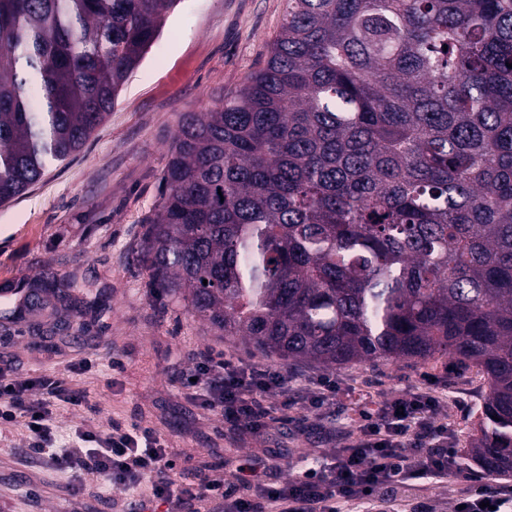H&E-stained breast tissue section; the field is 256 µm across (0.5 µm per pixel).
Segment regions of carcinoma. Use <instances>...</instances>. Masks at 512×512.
<instances>
[{
    "mask_svg": "<svg viewBox=\"0 0 512 512\" xmlns=\"http://www.w3.org/2000/svg\"><path fill=\"white\" fill-rule=\"evenodd\" d=\"M285 2L265 66L181 116L152 286L266 357L478 368L460 458L512 477V0ZM176 3L0 0L1 204L82 148Z\"/></svg>",
    "mask_w": 512,
    "mask_h": 512,
    "instance_id": "cac0c4a2",
    "label": "carcinoma"
}]
</instances>
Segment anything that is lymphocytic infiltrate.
<instances>
[{
    "label": "lymphocytic infiltrate",
    "mask_w": 512,
    "mask_h": 512,
    "mask_svg": "<svg viewBox=\"0 0 512 512\" xmlns=\"http://www.w3.org/2000/svg\"><path fill=\"white\" fill-rule=\"evenodd\" d=\"M183 380H194L201 407L221 416L231 430L258 435L267 428L266 396L278 392L283 410L299 407L331 410L336 382L319 378L307 397L273 366L233 360L207 350L196 355ZM425 379L416 392L384 399L363 414L350 444L337 449L332 464L311 467L281 483L270 482L266 460L271 449L252 451L234 460L232 468L194 485L174 479V462L157 431L137 423H112L110 431L90 424L62 429L41 382L20 381L0 369V430L23 424L30 456L47 457L55 466L102 486L130 495V512H148L151 504L165 512H190L193 502L209 504V512H373L400 502L399 489L417 480L413 512H436L422 479L440 480L451 471L448 426L436 419L441 406ZM457 504L462 512H512V490L470 477L459 482Z\"/></svg>",
    "instance_id": "f902f5d3"
}]
</instances>
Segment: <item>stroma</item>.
I'll use <instances>...</instances> for the list:
<instances>
[{"instance_id": "obj_1", "label": "stroma", "mask_w": 512, "mask_h": 512, "mask_svg": "<svg viewBox=\"0 0 512 512\" xmlns=\"http://www.w3.org/2000/svg\"><path fill=\"white\" fill-rule=\"evenodd\" d=\"M284 9L285 0H180L81 150L48 163L37 183L0 204V314L13 308L15 289L49 272L74 282L87 328L42 339L29 322L0 325V368L21 380L66 379L98 404L91 414L55 401L62 425L105 431L111 421L137 420L153 427L171 450L176 474L198 479L230 469L251 450L290 448L293 456L272 473L281 482L312 465L307 449L324 445L310 410L293 422L272 417L256 438L225 433L221 418L200 408L179 381L194 355L211 348L248 360L252 353L240 338L198 322L181 297L152 289L140 260L181 114L205 111L265 64ZM84 357L96 371L74 373ZM427 373L440 379L438 418L448 425L452 448L468 447L487 381L449 358L378 359L333 371L337 427L356 432L361 413L416 390ZM25 444L21 427L0 431V512H115L119 491L92 476L73 490L68 474L47 461L18 462L15 453Z\"/></svg>"}]
</instances>
